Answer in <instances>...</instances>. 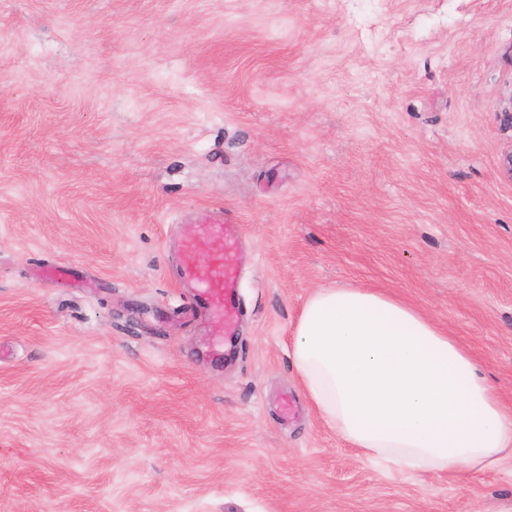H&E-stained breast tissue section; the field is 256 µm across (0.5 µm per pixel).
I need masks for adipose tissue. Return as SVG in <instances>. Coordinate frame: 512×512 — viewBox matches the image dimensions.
Wrapping results in <instances>:
<instances>
[{"label":"adipose tissue","instance_id":"obj_1","mask_svg":"<svg viewBox=\"0 0 512 512\" xmlns=\"http://www.w3.org/2000/svg\"><path fill=\"white\" fill-rule=\"evenodd\" d=\"M292 362L319 415L369 458L459 475L512 457V407L473 354L386 292L316 289L295 326Z\"/></svg>","mask_w":512,"mask_h":512}]
</instances>
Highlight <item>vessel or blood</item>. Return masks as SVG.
<instances>
[{"mask_svg": "<svg viewBox=\"0 0 512 512\" xmlns=\"http://www.w3.org/2000/svg\"><path fill=\"white\" fill-rule=\"evenodd\" d=\"M237 246L232 228L218 220L200 225L182 245L183 279L194 309L207 315L219 337L233 333Z\"/></svg>", "mask_w": 512, "mask_h": 512, "instance_id": "b4317fda", "label": "vessel or blood"}]
</instances>
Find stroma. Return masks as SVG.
<instances>
[{"label":"stroma","mask_w":512,"mask_h":512,"mask_svg":"<svg viewBox=\"0 0 512 512\" xmlns=\"http://www.w3.org/2000/svg\"><path fill=\"white\" fill-rule=\"evenodd\" d=\"M512 0H0V512H512V460L399 474L292 366L362 285L512 405ZM229 215L230 361L178 237Z\"/></svg>","instance_id":"stroma-1"}]
</instances>
